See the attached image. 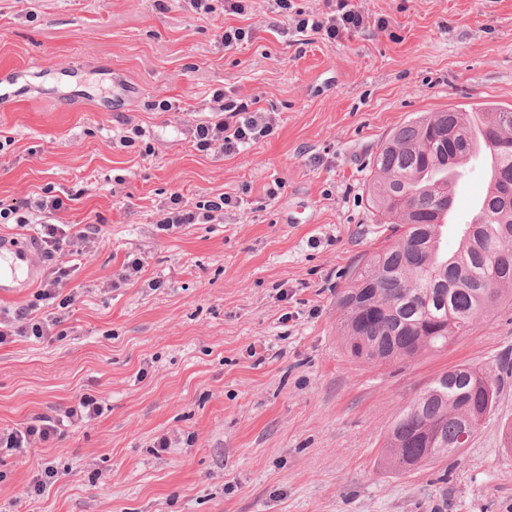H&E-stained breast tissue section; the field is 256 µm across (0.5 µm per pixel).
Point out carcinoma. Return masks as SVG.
Masks as SVG:
<instances>
[{"label": "carcinoma", "instance_id": "cac0c4a2", "mask_svg": "<svg viewBox=\"0 0 512 512\" xmlns=\"http://www.w3.org/2000/svg\"><path fill=\"white\" fill-rule=\"evenodd\" d=\"M477 152L490 159V180L448 256L435 223L454 197L448 171ZM372 167L370 205L397 238L361 260L342 292V345L368 363L446 350L497 304L512 303V261L502 258L512 254V111L423 113L390 134ZM495 397L482 367L460 364L440 374L395 417L385 465L406 472L459 452L460 436H474Z\"/></svg>", "mask_w": 512, "mask_h": 512}]
</instances>
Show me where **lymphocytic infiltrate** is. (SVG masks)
Wrapping results in <instances>:
<instances>
[{
  "label": "lymphocytic infiltrate",
  "instance_id": "obj_1",
  "mask_svg": "<svg viewBox=\"0 0 512 512\" xmlns=\"http://www.w3.org/2000/svg\"><path fill=\"white\" fill-rule=\"evenodd\" d=\"M327 7L315 13H300L293 19V30L298 34L316 33L328 40H336L343 32L356 31L368 24L367 16L354 0H325ZM210 119L191 125L190 141L201 152L217 151L225 155L238 154L257 140L271 136L277 128L275 113L257 108L255 100L226 97L223 90H213L209 99ZM239 197L221 193L209 200L188 205L182 193H170L160 205L157 224L161 231L172 233L187 224H212L223 220L226 210L241 207ZM68 208L65 198L48 195L25 201L18 206L1 207L0 220L28 223V215L37 211L45 214L40 224L38 239L48 257L82 252L93 231L85 227L75 229L66 224L52 223V215ZM69 272L66 267L49 268L41 289L32 303L18 307L13 316L0 317V344L15 336L38 339L51 336L60 323L59 317L38 315L39 302L56 301L60 308H68L76 301V289H65ZM101 407L91 396H82L75 404L58 414L40 418L38 423L20 428L0 429V452H21L36 442H47L64 435L67 428L87 423L99 416Z\"/></svg>",
  "mask_w": 512,
  "mask_h": 512
}]
</instances>
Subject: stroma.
I'll use <instances>...</instances> for the list:
<instances>
[{
	"label": "stroma",
	"instance_id": "35a3bbf8",
	"mask_svg": "<svg viewBox=\"0 0 512 512\" xmlns=\"http://www.w3.org/2000/svg\"><path fill=\"white\" fill-rule=\"evenodd\" d=\"M355 2L369 25L331 43L289 33L271 0L204 19L176 0H0V203L69 193L59 222L98 229L82 255L42 262L78 290L58 334L0 346V428L84 394L102 406L0 456V512H512V304L406 361H352L338 337L355 266L392 234L368 200L374 155L424 112L512 110V0ZM227 25L252 39L220 47ZM216 88L276 113L275 134L196 150L185 130ZM174 191L244 206L166 234L157 206ZM130 254L143 271L113 287ZM461 363L497 383L469 446L385 468L390 423ZM49 464L57 480L28 495Z\"/></svg>",
	"mask_w": 512,
	"mask_h": 512
}]
</instances>
